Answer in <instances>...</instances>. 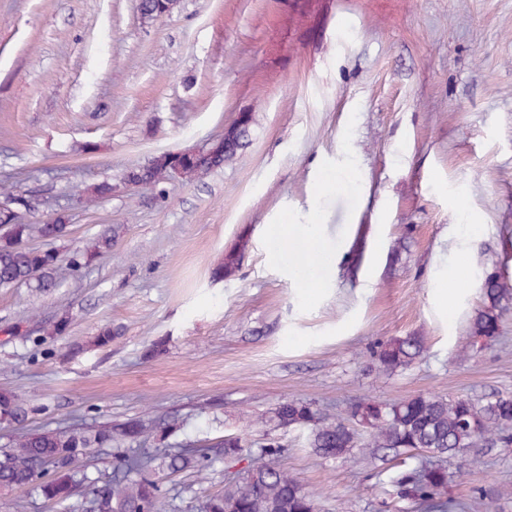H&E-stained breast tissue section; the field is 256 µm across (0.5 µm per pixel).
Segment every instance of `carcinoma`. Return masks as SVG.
I'll return each instance as SVG.
<instances>
[{"instance_id": "carcinoma-1", "label": "carcinoma", "mask_w": 512, "mask_h": 512, "mask_svg": "<svg viewBox=\"0 0 512 512\" xmlns=\"http://www.w3.org/2000/svg\"><path fill=\"white\" fill-rule=\"evenodd\" d=\"M169 10L179 0H141V19L157 16L159 4ZM256 125L253 112L224 134L215 149L198 152L188 160L181 178L191 181L224 167L251 139ZM174 175L169 155L160 152L143 165L131 168L124 183L156 188ZM112 196V184L86 186L77 195L90 204ZM69 216L64 212L36 224H14L0 236V289L25 284L39 293L58 286L60 263L72 270L91 265L109 253L120 227L89 238L83 246L63 256L52 248L34 245L67 236ZM512 304V282L488 275L482 283V303L469 324L472 348L494 340L505 312ZM427 351L426 338L415 333L395 336L373 351L375 367L385 373L418 364ZM36 408L14 392H0V424L21 425ZM273 428L297 432L305 447L319 458L346 459L362 448L372 461L392 463L383 486L381 506L395 512H466L471 504L448 493L452 474L445 461L479 446L512 447V396L488 399L468 396L442 398L418 394L392 403L363 398L348 407L347 420L329 419L312 404L284 400L271 412ZM160 425L140 418L116 426L88 424L83 419L54 429L19 432L0 448V487L34 489L48 502L82 499V512H164L168 506L162 475L184 471L201 473L214 462L207 446L185 441L175 448H148ZM224 469L233 471L224 492L207 498L200 512H319L318 497L276 458L284 444L275 437L262 442L240 434L220 440ZM106 455L107 467L90 478L75 467V454Z\"/></svg>"}]
</instances>
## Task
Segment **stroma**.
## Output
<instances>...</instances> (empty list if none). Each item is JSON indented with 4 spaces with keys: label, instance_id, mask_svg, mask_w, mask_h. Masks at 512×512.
<instances>
[{
    "label": "stroma",
    "instance_id": "1",
    "mask_svg": "<svg viewBox=\"0 0 512 512\" xmlns=\"http://www.w3.org/2000/svg\"><path fill=\"white\" fill-rule=\"evenodd\" d=\"M241 112L259 125L224 168L159 192L124 184ZM4 179L35 201L29 221L68 214L60 253L121 228L51 293L0 290V390L35 407L30 427L176 416L172 442L213 445L261 438L286 399L334 416L366 396L512 394V312L466 346L483 278L512 281V0H180L147 23L137 0H0ZM104 180L110 198L76 204ZM230 252L236 272L213 279ZM461 258L469 293L449 315L437 275ZM106 326L123 332L91 347ZM409 333L427 339L422 363L377 373L376 343ZM281 438L279 464L322 512H382L387 476L369 460ZM478 454L449 461L451 494L498 488L474 512H512V448ZM224 480L220 461L169 478L167 512Z\"/></svg>",
    "mask_w": 512,
    "mask_h": 512
}]
</instances>
